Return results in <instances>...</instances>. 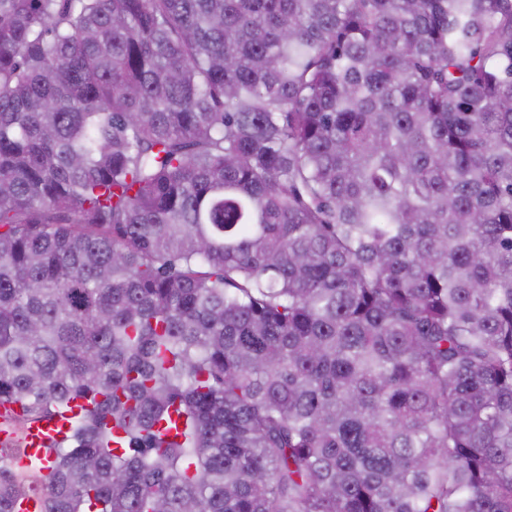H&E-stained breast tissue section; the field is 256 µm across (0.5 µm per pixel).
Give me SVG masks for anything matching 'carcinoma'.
<instances>
[{"label": "carcinoma", "instance_id": "1", "mask_svg": "<svg viewBox=\"0 0 512 512\" xmlns=\"http://www.w3.org/2000/svg\"><path fill=\"white\" fill-rule=\"evenodd\" d=\"M0 512H512V0H0ZM17 406L4 402L0 405V446H10L17 437V432L12 425V417ZM52 428L54 425L46 421L32 422L26 427V433L20 440L23 448L19 460L21 468L31 470L44 463L50 451L49 435H54Z\"/></svg>", "mask_w": 512, "mask_h": 512}]
</instances>
